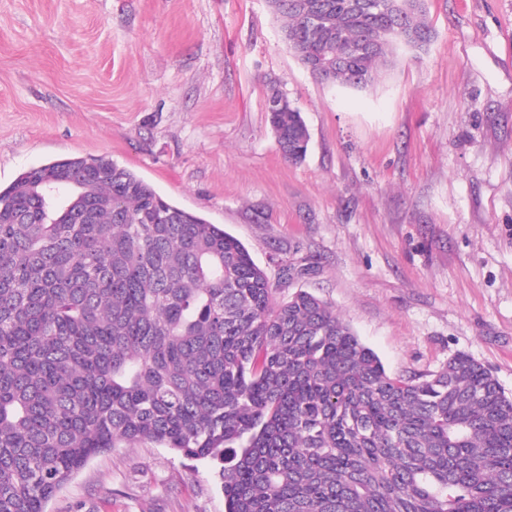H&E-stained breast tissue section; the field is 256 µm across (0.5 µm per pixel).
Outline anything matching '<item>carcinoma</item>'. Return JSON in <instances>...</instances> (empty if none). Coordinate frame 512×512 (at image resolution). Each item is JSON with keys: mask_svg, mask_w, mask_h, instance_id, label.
Returning <instances> with one entry per match:
<instances>
[{"mask_svg": "<svg viewBox=\"0 0 512 512\" xmlns=\"http://www.w3.org/2000/svg\"><path fill=\"white\" fill-rule=\"evenodd\" d=\"M304 62L364 89L434 38L425 0H271ZM317 24L310 23L314 12ZM300 162V110L268 113ZM210 462L225 512H512V396L458 353L390 374L333 307L277 301L233 235L105 158L0 188V512H47L94 457Z\"/></svg>", "mask_w": 512, "mask_h": 512, "instance_id": "1", "label": "carcinoma"}]
</instances>
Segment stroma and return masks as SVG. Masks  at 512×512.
<instances>
[{"instance_id": "35a3bbf8", "label": "stroma", "mask_w": 512, "mask_h": 512, "mask_svg": "<svg viewBox=\"0 0 512 512\" xmlns=\"http://www.w3.org/2000/svg\"><path fill=\"white\" fill-rule=\"evenodd\" d=\"M435 38L319 83L270 0H0V186L106 157L240 240L280 300L329 302L394 375L469 354L512 394V0H426ZM284 92L310 133L285 159ZM48 512H224L210 463L93 458ZM268 103L274 111L268 112V122L281 154L290 161H302L306 157L310 137L300 110L295 106L288 110L292 103L276 88L272 89Z\"/></svg>"}]
</instances>
